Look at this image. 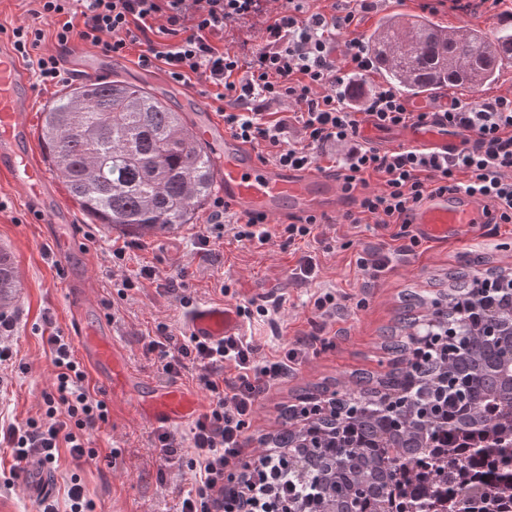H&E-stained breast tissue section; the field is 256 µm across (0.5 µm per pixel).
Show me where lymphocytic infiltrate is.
<instances>
[{
	"instance_id": "f902f5d3",
	"label": "lymphocytic infiltrate",
	"mask_w": 512,
	"mask_h": 512,
	"mask_svg": "<svg viewBox=\"0 0 512 512\" xmlns=\"http://www.w3.org/2000/svg\"><path fill=\"white\" fill-rule=\"evenodd\" d=\"M381 0H332L330 12L308 0H288L271 11L270 0H36L37 13L51 33L19 25L9 40L21 57H35L43 83L59 82L64 72L54 55L38 54L45 36L59 47L78 40L112 57L143 44V66L163 64L178 82L201 81L224 105V124L242 142L265 144L261 163L294 168L315 167L319 158L336 154L342 190L352 199L351 224L400 225L408 237L410 216L435 194L462 191L487 200L496 223L512 224V96L458 100L432 110H415L392 86L373 90L351 104L342 90L346 77H362L372 67L359 25ZM262 21L264 44L252 55L225 48L224 27L231 22ZM344 34L342 47L325 37ZM378 128L436 126L460 135L465 147L443 155L417 147L380 150L362 135L363 124ZM377 188H370V178ZM46 343L55 368L52 392L45 394L43 416L25 424L0 427V445L10 448L15 471L28 465L58 468L62 454L94 461L87 433L109 421L105 399L93 395L86 373L73 356L66 336L55 332ZM160 370L173 375L197 370L208 395L204 413L191 429L193 455L188 465L195 483L179 512H234L224 489L230 464L239 462L241 438L257 398L285 377L298 361L297 350L257 363L256 347L242 336L218 343L196 337L179 340L158 325L145 345ZM237 376L225 384V364ZM270 454L243 467L242 497L248 512H282L269 470Z\"/></svg>"
}]
</instances>
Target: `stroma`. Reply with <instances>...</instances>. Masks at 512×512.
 I'll return each mask as SVG.
<instances>
[{
    "mask_svg": "<svg viewBox=\"0 0 512 512\" xmlns=\"http://www.w3.org/2000/svg\"><path fill=\"white\" fill-rule=\"evenodd\" d=\"M35 0H0V40L9 30L27 24L50 31L47 20L36 15ZM405 13L424 15L445 29L473 28L492 36L512 30V0L484 6L478 13L465 14L440 4L439 0H384L379 15ZM141 46L130 47L116 65L101 70L109 80L152 89L176 111H186L184 100L164 87L168 79L163 66H142ZM512 93V63L505 65L498 80L475 90L446 89L415 99L418 108L451 99L468 101L481 96ZM221 190H214V200ZM73 217L77 237L88 263L90 296L102 318L108 319L114 342L123 350L129 370L159 390L185 389L200 401L208 395L190 374H162L143 345L155 335L158 324H167L175 336L187 332L186 316L179 297L192 304H230L242 311V334L257 347V360H265L290 349L302 352L294 371L261 395L248 418L243 434L241 459L252 462L266 451L264 436L275 432L285 407L297 404L305 391L328 384L344 391L352 376L367 372L375 376L389 369L384 352V333L394 326L404 290L429 296L448 289L450 276L460 270L464 257L479 255L490 270L512 273V224H479L469 238L447 243L420 239L412 251H402L398 225L350 224L343 216L318 225L306 241L289 242L273 235L265 245L237 241L232 228L210 244L208 251L197 246V236L207 227L214 210L202 209L195 223L143 234L107 229L92 223L62 193ZM8 249L17 277L14 299L7 307L14 318L9 341L17 352L16 368L0 372V422L22 423L40 416L43 395L52 390L54 367L46 338L52 332L70 335V297L66 284L70 269L54 256L51 228L33 223L22 193L0 178V248ZM125 250V258L111 259L113 248ZM379 252L390 257L388 267L371 277L355 263L360 253ZM316 265L313 279L294 276L302 257ZM151 267L161 279L181 284L180 293H167L150 282L119 297L122 280L136 279L142 267ZM327 289L336 294L335 315L320 316L313 295ZM277 307L275 315L261 316L257 306ZM91 391H103L101 383L89 381ZM110 409L107 426L91 431V447L108 448L111 458L93 462L75 461L62 455L51 475V494L64 499L70 478H78L97 512H178L182 495L192 487L194 474L185 460H165L157 446L161 428L140 420L130 397L103 391ZM13 465L8 448L0 446V512H39V502L27 497L21 478L11 476Z\"/></svg>",
    "mask_w": 512,
    "mask_h": 512,
    "instance_id": "1",
    "label": "stroma"
}]
</instances>
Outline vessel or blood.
I'll use <instances>...</instances> for the list:
<instances>
[{
    "label": "vessel or blood",
    "instance_id": "obj_1",
    "mask_svg": "<svg viewBox=\"0 0 512 512\" xmlns=\"http://www.w3.org/2000/svg\"><path fill=\"white\" fill-rule=\"evenodd\" d=\"M32 95L31 79L20 58L0 46V175L7 176L24 193L34 220L50 225L54 253L66 259L77 253L72 216L56 184L30 150L27 112ZM187 103L193 114L194 133L207 145L220 172L224 204L242 219L282 221L332 216L348 205L335 171L262 164L213 115L204 97L189 94ZM406 143L423 144L443 154L462 147L460 139L436 126L409 136ZM484 207V200L462 191L436 194L413 212L410 221L425 237L446 242L462 235L468 225L485 223ZM84 273L81 264L71 270L70 325L90 370L112 388L135 391L137 409L144 420L179 424L193 418L202 409L193 395L178 389L156 391L128 370L122 350L113 343L111 331L102 327L95 305L87 299ZM186 324L190 335L208 342L241 332L236 309L226 304L197 306L188 314Z\"/></svg>",
    "mask_w": 512,
    "mask_h": 512
}]
</instances>
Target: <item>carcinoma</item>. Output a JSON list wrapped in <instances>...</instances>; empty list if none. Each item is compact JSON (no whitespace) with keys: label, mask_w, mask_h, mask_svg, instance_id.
<instances>
[{"label":"carcinoma","mask_w":512,"mask_h":512,"mask_svg":"<svg viewBox=\"0 0 512 512\" xmlns=\"http://www.w3.org/2000/svg\"><path fill=\"white\" fill-rule=\"evenodd\" d=\"M512 31L488 39L425 16H383L368 39L377 73L402 94L492 84L512 61ZM40 141L70 196L97 224L151 230L192 224L214 189V163L183 113L144 87L87 79L43 111ZM431 300L404 296L389 337L391 369L332 392L296 428L284 412L269 437L291 447L300 512H512V276L467 268ZM14 286L0 254V305ZM432 308L431 317L415 309Z\"/></svg>","instance_id":"obj_1"}]
</instances>
